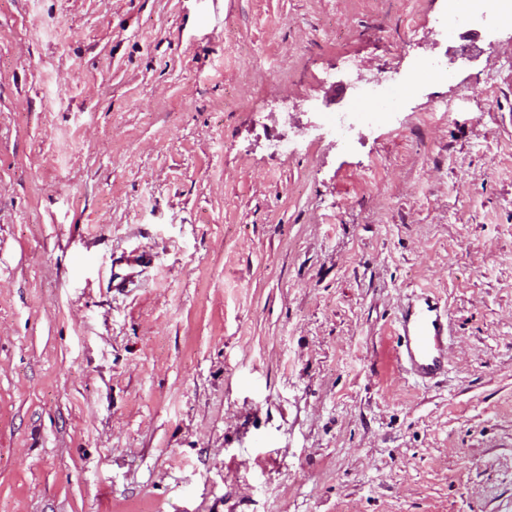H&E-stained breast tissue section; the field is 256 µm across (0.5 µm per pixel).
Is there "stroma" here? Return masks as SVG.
Instances as JSON below:
<instances>
[{
	"instance_id": "1",
	"label": "stroma",
	"mask_w": 512,
	"mask_h": 512,
	"mask_svg": "<svg viewBox=\"0 0 512 512\" xmlns=\"http://www.w3.org/2000/svg\"><path fill=\"white\" fill-rule=\"evenodd\" d=\"M445 10L0 0V512H512V26ZM349 55L453 73L346 143ZM399 366L421 379L433 380L446 370L448 313L429 291L409 304L399 318Z\"/></svg>"
}]
</instances>
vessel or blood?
Here are the masks:
<instances>
[{"label":"vessel or blood","mask_w":512,"mask_h":512,"mask_svg":"<svg viewBox=\"0 0 512 512\" xmlns=\"http://www.w3.org/2000/svg\"><path fill=\"white\" fill-rule=\"evenodd\" d=\"M448 314L430 292L409 304L399 319V366L423 379H435L446 370L445 338Z\"/></svg>","instance_id":"vessel-or-blood-1"}]
</instances>
